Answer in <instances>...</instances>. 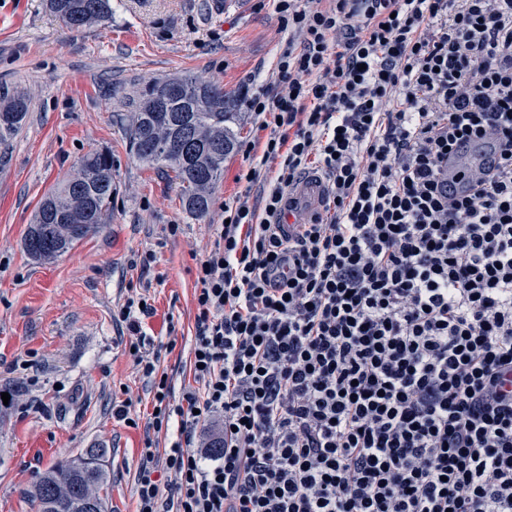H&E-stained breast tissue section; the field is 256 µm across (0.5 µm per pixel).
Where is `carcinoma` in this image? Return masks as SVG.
<instances>
[{
  "instance_id": "1",
  "label": "carcinoma",
  "mask_w": 512,
  "mask_h": 512,
  "mask_svg": "<svg viewBox=\"0 0 512 512\" xmlns=\"http://www.w3.org/2000/svg\"><path fill=\"white\" fill-rule=\"evenodd\" d=\"M50 10L71 30H79L111 15L110 0H48ZM230 98L224 87L192 78L151 83L132 97L129 139L135 158L147 166L174 174L182 206L201 219L210 209L211 192L224 173V158L237 146L233 123L237 113L227 111ZM29 110L27 95L0 87V144L21 129ZM112 154L93 150L79 161L41 200L24 245L28 255L49 261L69 251L76 242L107 222L112 211ZM105 448H87L43 473L25 495L38 512L68 499L77 488L91 486L98 512H105L109 472L96 463Z\"/></svg>"
}]
</instances>
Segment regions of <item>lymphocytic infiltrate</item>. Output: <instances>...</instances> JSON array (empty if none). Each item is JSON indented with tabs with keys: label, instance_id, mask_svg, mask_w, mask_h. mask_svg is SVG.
<instances>
[{
	"label": "lymphocytic infiltrate",
	"instance_id": "obj_1",
	"mask_svg": "<svg viewBox=\"0 0 512 512\" xmlns=\"http://www.w3.org/2000/svg\"><path fill=\"white\" fill-rule=\"evenodd\" d=\"M237 196L197 266L193 386L150 378L136 512H512V0H274ZM498 157L448 185V152ZM329 184L289 234L288 190ZM223 416L224 448L197 428Z\"/></svg>",
	"mask_w": 512,
	"mask_h": 512
}]
</instances>
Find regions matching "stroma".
<instances>
[{"label": "stroma", "instance_id": "1", "mask_svg": "<svg viewBox=\"0 0 512 512\" xmlns=\"http://www.w3.org/2000/svg\"><path fill=\"white\" fill-rule=\"evenodd\" d=\"M224 2L214 18L209 0H110L107 21L70 31L47 0H0V85L31 97L23 128L0 145V393L10 396L0 404V512H36L25 490L88 448L107 451V512L136 510L153 395L116 316L129 298L148 300L154 313L142 331L182 393L192 382L196 268L225 203L246 185L232 153L208 215H190L171 176L133 158L127 95L186 75L217 82L233 100L239 140L257 139L241 94L268 85L288 33L273 0ZM95 149L112 153L109 223L52 262L34 260L24 238L35 209ZM150 249L157 258L145 275L138 259ZM126 399L130 426L112 416Z\"/></svg>", "mask_w": 512, "mask_h": 512}]
</instances>
